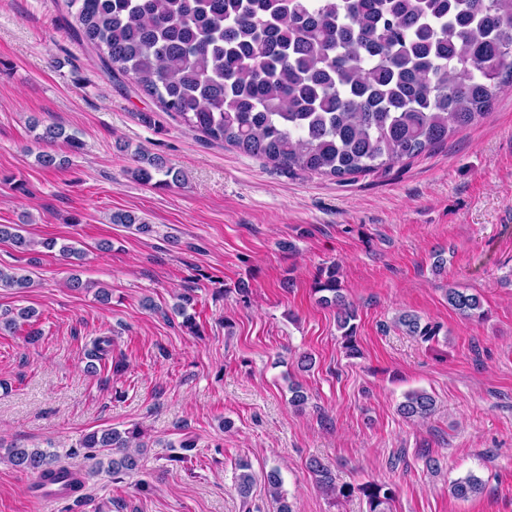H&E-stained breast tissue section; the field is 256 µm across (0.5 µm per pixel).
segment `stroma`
I'll use <instances>...</instances> for the list:
<instances>
[{
    "instance_id": "stroma-1",
    "label": "stroma",
    "mask_w": 512,
    "mask_h": 512,
    "mask_svg": "<svg viewBox=\"0 0 512 512\" xmlns=\"http://www.w3.org/2000/svg\"><path fill=\"white\" fill-rule=\"evenodd\" d=\"M71 20L63 0H0V224L37 244L0 241V267L34 281L0 289V311L34 308L41 331L33 343L23 326L0 333V440L51 449L88 476L78 496L44 501L34 474L0 459V512H241L243 461L257 477L251 512H276L264 482L274 469L293 512H365L360 495L322 492L313 457L337 484L391 485L392 512H512V89L477 124L391 169L288 173L205 141L134 84L118 88ZM37 125L62 127L82 152L57 142L69 164L43 168ZM139 149L184 182L136 181ZM121 211L150 232L112 223ZM330 266L357 311L355 359L313 291ZM73 276L85 289L68 288ZM451 287L480 294L484 317L452 309ZM185 292L194 331L174 311ZM403 312L438 325L436 340L398 328ZM102 337L108 359L89 357ZM294 383L309 397L301 410ZM412 390L434 397L428 419L398 414ZM134 424L151 446L113 481L78 442ZM187 436V462L169 461ZM470 472L483 493L452 497L449 483Z\"/></svg>"
}]
</instances>
